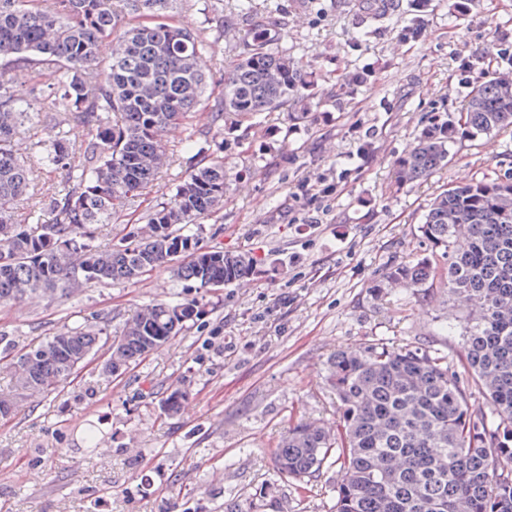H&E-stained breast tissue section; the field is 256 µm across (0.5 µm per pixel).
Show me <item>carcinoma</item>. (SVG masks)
I'll list each match as a JSON object with an SVG mask.
<instances>
[{
  "mask_svg": "<svg viewBox=\"0 0 512 512\" xmlns=\"http://www.w3.org/2000/svg\"><path fill=\"white\" fill-rule=\"evenodd\" d=\"M173 0H0V304L37 292L67 294L96 284H136L168 267L215 288L253 273L252 257L198 245L190 225L224 201L222 146L199 147L173 195L142 218V229L113 245L96 244L101 227L135 207L170 163L161 134L206 110L210 125L249 121L307 94L309 84L276 38L255 25L224 67L222 90L197 59L210 43L170 14ZM112 38V53L100 49ZM41 79L47 105H22L18 79ZM81 127L73 147L60 114ZM48 131L40 165L65 173L61 190L38 197L16 149L26 122ZM512 125V81L494 73L475 81L464 128L472 138ZM457 123L436 118L398 161L403 182L448 164ZM426 252L386 269L378 288H444L465 311L459 375L445 356L371 345L341 350L327 362L336 421L287 424L273 449L279 473L301 481L331 457L341 481L332 512H512V175L440 193L420 225ZM194 300L136 308L119 335L71 328L20 350L0 333V362L16 392L0 391V418L16 395L38 398L75 380L107 348L101 375L132 370L200 317ZM486 392L490 414L472 409L469 387Z\"/></svg>",
  "mask_w": 512,
  "mask_h": 512,
  "instance_id": "cac0c4a2",
  "label": "carcinoma"
}]
</instances>
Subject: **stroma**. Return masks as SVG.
I'll return each instance as SVG.
<instances>
[{"label":"stroma","instance_id":"stroma-1","mask_svg":"<svg viewBox=\"0 0 512 512\" xmlns=\"http://www.w3.org/2000/svg\"><path fill=\"white\" fill-rule=\"evenodd\" d=\"M392 2L377 21L372 0H175L174 17L212 44L200 60L211 91L257 21L314 82L310 107L295 101L238 126L212 129L208 113H192L166 132L173 162L142 197L151 207L184 179L188 136L223 143L227 190L199 241L252 254L256 272L209 291L160 270L136 284L0 306V331L19 347L85 324L118 332L152 301L205 307L185 335L119 379L99 377L97 354L59 392L19 398L0 419V512H329L341 480L335 459L299 493L271 458L288 421L334 420L328 356L371 344L417 348L460 369L462 312L446 290L374 285L391 264L422 253L419 225L436 195L512 172V128L475 139L458 132L447 166L427 179L399 183L396 167L432 116L461 111L470 81L512 69L501 53L512 0H430L420 17L412 0ZM417 19L423 31L413 41L403 31ZM364 67L366 83L347 85ZM45 138L36 125L17 137L37 193L65 179L39 164ZM302 182L335 190L313 203ZM301 224L310 232L298 233ZM175 389L184 398L168 415L161 402ZM89 426L101 435L91 450L82 442Z\"/></svg>","mask_w":512,"mask_h":512}]
</instances>
